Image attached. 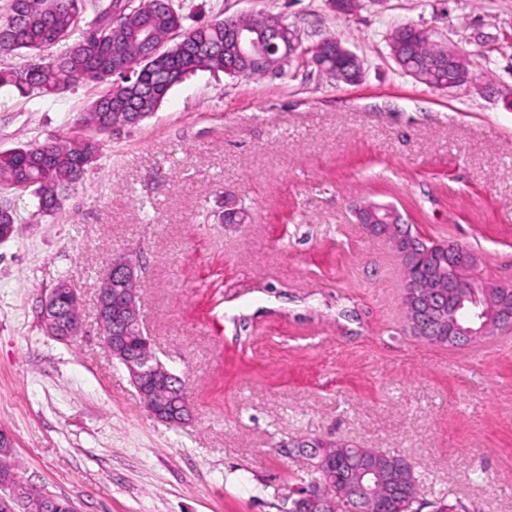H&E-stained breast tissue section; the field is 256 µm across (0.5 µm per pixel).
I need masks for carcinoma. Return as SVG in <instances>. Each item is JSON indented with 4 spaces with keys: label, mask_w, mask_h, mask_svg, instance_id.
<instances>
[{
    "label": "carcinoma",
    "mask_w": 512,
    "mask_h": 512,
    "mask_svg": "<svg viewBox=\"0 0 512 512\" xmlns=\"http://www.w3.org/2000/svg\"><path fill=\"white\" fill-rule=\"evenodd\" d=\"M81 22L78 0H12L9 18L0 23V53L27 54L25 63L0 73V87L10 86L22 95L53 97L72 86L88 81L108 83L107 90L91 104L82 124L102 134L112 120L128 121L152 113L169 91L183 78L197 71H222L232 77L259 78L281 69L285 59L269 49L260 39L254 47L256 62L247 66L224 47L226 23L215 19L189 28L183 27V16L173 0H140L130 5L119 26L112 24V4L102 8L92 25L99 30L100 41L93 45L69 42L72 31ZM149 30L160 44L150 55L139 41V32ZM180 30L179 40L165 45L172 33ZM416 27L395 28L389 36L390 52L402 56L409 69L424 67L443 55L444 46L419 39ZM59 44V52L41 59L46 45ZM323 53L318 63L325 71L339 69L342 82L354 83L355 71L345 60L336 59V36L321 40ZM135 69L128 79L123 71ZM100 153L94 136L70 135L43 144L15 147L0 153V184L23 196L33 194L39 207L47 212L59 209L56 197L74 186L86 168ZM411 273L432 281L436 266L429 258L417 256ZM348 461L341 451L327 459L323 467L305 469L296 479V486L307 487L319 482L343 479ZM406 497L381 495L374 512H412L402 508ZM431 512H467L459 502L441 495L428 503ZM16 512H63L55 502L39 496L20 498Z\"/></svg>",
    "instance_id": "obj_1"
}]
</instances>
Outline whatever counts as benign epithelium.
<instances>
[{
  "mask_svg": "<svg viewBox=\"0 0 512 512\" xmlns=\"http://www.w3.org/2000/svg\"><path fill=\"white\" fill-rule=\"evenodd\" d=\"M272 26L282 38L280 49L288 58H300L310 50L302 46L298 31L287 27L280 19L272 20ZM257 39L254 31L242 27L233 30V43L238 55L250 56ZM448 84H440L442 89L455 88L451 78L456 70L468 68L465 56L454 47H447ZM354 215L368 235L385 241L397 255L401 265L409 266L411 253L418 242L424 240L421 234L412 231L402 222L401 215L392 207L371 200L357 204ZM137 265L127 257L116 258L109 269L101 276L96 293L97 324L104 322L109 309L116 308L115 334L103 337L112 358L124 365L130 382L143 402L148 413L156 420L182 425L192 418V408L184 392L171 390V401H163L156 396V383L166 384L180 379L156 357L130 352L124 343V337L132 334L145 336L140 309V297L132 285L137 283ZM459 286L470 288L478 293L482 301L473 305L468 313L470 325L460 323V310L469 296L464 295L452 309L447 310L441 304L437 293L418 281L405 280L402 307L407 330L414 336L439 347L451 348L460 344L478 343L490 337L494 331L512 329V301L509 294L512 287L497 281L468 278L459 275ZM80 296L75 288L66 281L59 282L42 301L39 320L45 333L59 341L68 342L82 332L81 318L60 319L63 306L79 307ZM291 447L302 455L308 465L319 467L321 459L334 448H348L350 444L339 443L323 438L296 439ZM356 456L359 461L353 466L346 480L345 499L354 512H370L369 505L374 502V490L383 486L393 492L407 489L408 498L418 495L417 486L411 479L412 470L396 468L386 470L378 460L373 448H359ZM18 475L10 469L0 472V512H15L9 490L13 489ZM336 486L332 483H320L307 487L298 494L295 503L308 508V512H333L336 507Z\"/></svg>",
  "mask_w": 512,
  "mask_h": 512,
  "instance_id": "7a95c632",
  "label": "benign epithelium"
}]
</instances>
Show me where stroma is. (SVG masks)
Here are the masks:
<instances>
[{
    "mask_svg": "<svg viewBox=\"0 0 512 512\" xmlns=\"http://www.w3.org/2000/svg\"><path fill=\"white\" fill-rule=\"evenodd\" d=\"M185 26L266 13L304 46L341 36L364 61L336 82L306 60L258 80L199 71L102 151L61 209L0 187L17 213L0 242V429L24 480L78 512H286L302 457L323 437L393 450L420 501L512 512V351L441 349L404 326V275L357 224L369 198L481 257L512 284V0H174ZM466 57L439 91L392 59L398 25ZM104 84L51 99L0 88V151L89 127ZM246 219L230 220L233 209ZM137 263L156 357L184 381L190 424L154 419L103 345L95 292L113 258ZM61 280L84 332L39 323Z\"/></svg>",
    "mask_w": 512,
    "mask_h": 512,
    "instance_id": "obj_1",
    "label": "stroma"
}]
</instances>
